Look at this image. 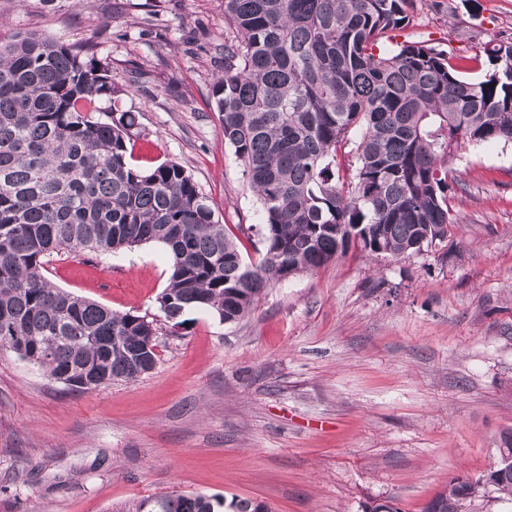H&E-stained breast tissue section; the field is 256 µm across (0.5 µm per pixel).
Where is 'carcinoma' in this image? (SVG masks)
<instances>
[{
    "label": "carcinoma",
    "instance_id": "carcinoma-1",
    "mask_svg": "<svg viewBox=\"0 0 512 512\" xmlns=\"http://www.w3.org/2000/svg\"><path fill=\"white\" fill-rule=\"evenodd\" d=\"M417 0H224L231 35L212 95L261 205L257 266L215 219L179 163L129 161L136 117L88 43L18 34L0 43V337L54 381L96 389L154 368L157 324L59 288L46 265L65 252L117 253L147 242L171 258L158 298L170 326L191 310L235 323L288 267L318 269L343 252L354 225L400 257L447 237L448 165L461 144L512 143V41L487 49L490 68L395 40ZM356 166L337 148L355 132ZM512 505V468L452 480L425 512H474L486 486ZM269 512L266 504L203 494L141 500L134 512Z\"/></svg>",
    "mask_w": 512,
    "mask_h": 512
}]
</instances>
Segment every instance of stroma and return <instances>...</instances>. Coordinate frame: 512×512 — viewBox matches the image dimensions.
<instances>
[{
  "label": "stroma",
  "instance_id": "obj_1",
  "mask_svg": "<svg viewBox=\"0 0 512 512\" xmlns=\"http://www.w3.org/2000/svg\"><path fill=\"white\" fill-rule=\"evenodd\" d=\"M227 31L224 0H0L1 42L94 45L137 118L133 163L183 165L256 265L260 204L212 97ZM405 37L485 58L512 37V0H422ZM448 184L447 238L398 258L350 245L270 280L234 324L190 312L179 334L160 326L135 380L73 391L0 350V512H132L180 493L423 512L449 480L486 474L512 434V144H462ZM47 275L156 319L169 254L149 242Z\"/></svg>",
  "mask_w": 512,
  "mask_h": 512
}]
</instances>
